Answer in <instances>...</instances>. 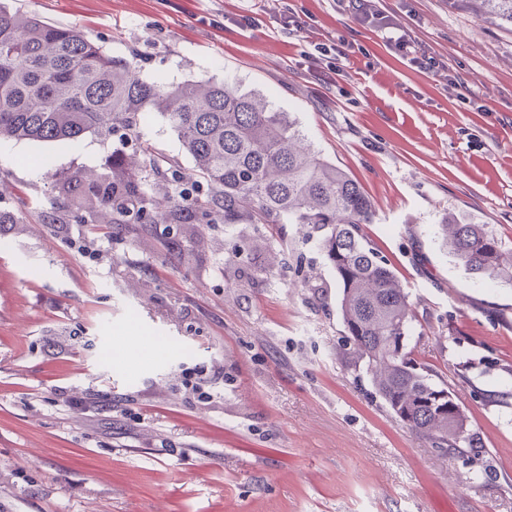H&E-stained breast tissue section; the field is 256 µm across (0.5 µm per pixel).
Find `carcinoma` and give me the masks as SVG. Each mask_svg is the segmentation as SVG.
Wrapping results in <instances>:
<instances>
[{
	"label": "carcinoma",
	"instance_id": "1",
	"mask_svg": "<svg viewBox=\"0 0 512 512\" xmlns=\"http://www.w3.org/2000/svg\"><path fill=\"white\" fill-rule=\"evenodd\" d=\"M484 17L512 26V0H478ZM165 117L196 169L203 191L181 201L172 188L152 192L148 166L177 172V162L148 141L132 161L76 174L60 192L84 223L101 209L138 236L175 244L162 224H305L327 228L320 246L336 272L339 311L355 362L366 366L394 418L412 435L453 453L463 410L448 420L436 402L431 369L397 353V336L415 320L401 281L364 233L376 213L348 172L307 142L291 113L256 89L213 77L148 82L133 64L109 55L66 25L0 0V139L60 142L85 133L138 134L139 115ZM442 246L470 276L512 284V248L464 213L440 223Z\"/></svg>",
	"mask_w": 512,
	"mask_h": 512
}]
</instances>
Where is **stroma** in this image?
I'll return each mask as SVG.
<instances>
[{
	"instance_id": "stroma-1",
	"label": "stroma",
	"mask_w": 512,
	"mask_h": 512,
	"mask_svg": "<svg viewBox=\"0 0 512 512\" xmlns=\"http://www.w3.org/2000/svg\"><path fill=\"white\" fill-rule=\"evenodd\" d=\"M17 3L146 80L238 82L293 113L371 200L365 231L416 314L408 347L482 451L411 435L354 365L323 230L214 224L188 260L108 215L76 223L55 193L121 154L116 135L4 139L0 512H512V285L472 280L437 236L466 212L512 246V29L469 0H379L439 59L428 72L339 0ZM318 44L343 46L338 72ZM139 133L194 182L163 116ZM76 232L103 252L80 255ZM190 371L212 402L188 399Z\"/></svg>"
}]
</instances>
